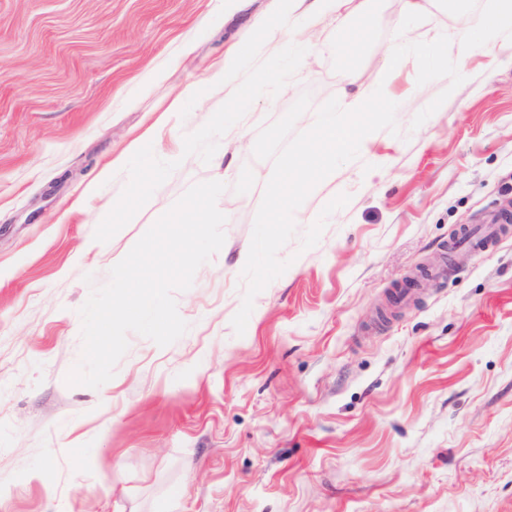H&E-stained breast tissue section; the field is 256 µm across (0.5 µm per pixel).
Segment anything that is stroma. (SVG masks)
<instances>
[{
	"instance_id": "35a3bbf8",
	"label": "stroma",
	"mask_w": 512,
	"mask_h": 512,
	"mask_svg": "<svg viewBox=\"0 0 512 512\" xmlns=\"http://www.w3.org/2000/svg\"><path fill=\"white\" fill-rule=\"evenodd\" d=\"M495 2L370 0L350 63L280 0H0V512H512V230L426 272L512 201V28L456 45ZM233 59L242 114L207 86ZM353 65L391 107L259 239ZM210 180L225 243L174 294L187 332L128 333L111 380L67 385L92 286Z\"/></svg>"
}]
</instances>
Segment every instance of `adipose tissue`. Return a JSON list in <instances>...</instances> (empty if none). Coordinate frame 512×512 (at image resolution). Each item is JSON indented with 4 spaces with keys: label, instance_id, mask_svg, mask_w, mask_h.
Listing matches in <instances>:
<instances>
[{
    "label": "adipose tissue",
    "instance_id": "ef3b65f1",
    "mask_svg": "<svg viewBox=\"0 0 512 512\" xmlns=\"http://www.w3.org/2000/svg\"><path fill=\"white\" fill-rule=\"evenodd\" d=\"M303 20L316 15L329 17L343 27L342 48L346 56H353L362 42L363 30L347 26L352 0H301ZM385 89L361 70H352L336 111L326 116L311 135V144L296 161L291 175L271 179V199L259 237H269L275 224L290 222L299 210L306 193L315 191L324 181L333 177L336 159L354 153L367 129L362 118L385 105Z\"/></svg>",
    "mask_w": 512,
    "mask_h": 512
}]
</instances>
